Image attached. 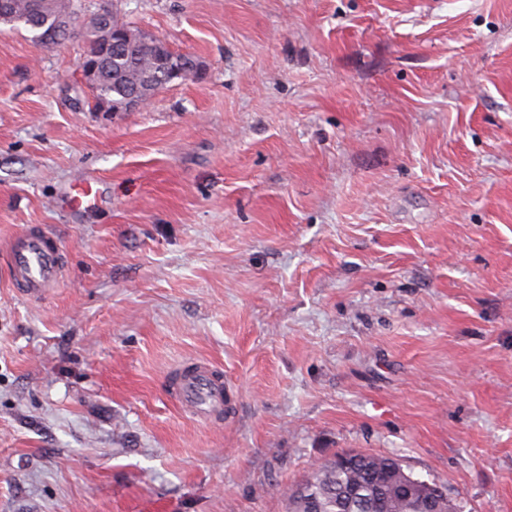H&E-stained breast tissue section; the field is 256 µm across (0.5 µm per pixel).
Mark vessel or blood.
<instances>
[{
    "label": "vessel or blood",
    "instance_id": "b4317fda",
    "mask_svg": "<svg viewBox=\"0 0 512 512\" xmlns=\"http://www.w3.org/2000/svg\"><path fill=\"white\" fill-rule=\"evenodd\" d=\"M8 262L20 292L36 298L57 282L62 268V251L48 232L29 230L11 243ZM170 392L182 407L205 421L221 417L231 403L223 375L206 363L195 364L190 370L174 374L170 379Z\"/></svg>",
    "mask_w": 512,
    "mask_h": 512
}]
</instances>
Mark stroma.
Instances as JSON below:
<instances>
[{"instance_id":"35a3bbf8","label":"stroma","mask_w":512,"mask_h":512,"mask_svg":"<svg viewBox=\"0 0 512 512\" xmlns=\"http://www.w3.org/2000/svg\"><path fill=\"white\" fill-rule=\"evenodd\" d=\"M113 7L201 76L94 112L77 42L0 33V512H286L346 449L512 512V0ZM7 258L16 286L28 298L39 297L58 281L62 250L46 231L28 230L17 236ZM170 392L182 407L204 421L221 417L231 403L224 376L207 363H197L189 371L171 376Z\"/></svg>"}]
</instances>
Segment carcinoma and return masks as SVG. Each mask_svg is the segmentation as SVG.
<instances>
[{
    "label": "carcinoma",
    "mask_w": 512,
    "mask_h": 512,
    "mask_svg": "<svg viewBox=\"0 0 512 512\" xmlns=\"http://www.w3.org/2000/svg\"><path fill=\"white\" fill-rule=\"evenodd\" d=\"M10 8L0 13L7 19V30L24 29L32 34L52 28L63 16L76 19L72 0H8ZM134 38L112 51L95 74L98 95L106 99L112 110H125L128 96L139 89L153 95L157 85L154 71L155 46L142 40L139 30L132 29ZM104 34L101 26L86 25L81 31L63 37L82 42V54L92 57L98 51ZM394 458L375 453H361L352 466L341 468L327 460L315 467L299 485V495L288 497L287 512H308V500L317 503L316 512H417L420 495L405 498L400 486L404 472L393 466Z\"/></svg>",
    "instance_id": "carcinoma-1"
}]
</instances>
